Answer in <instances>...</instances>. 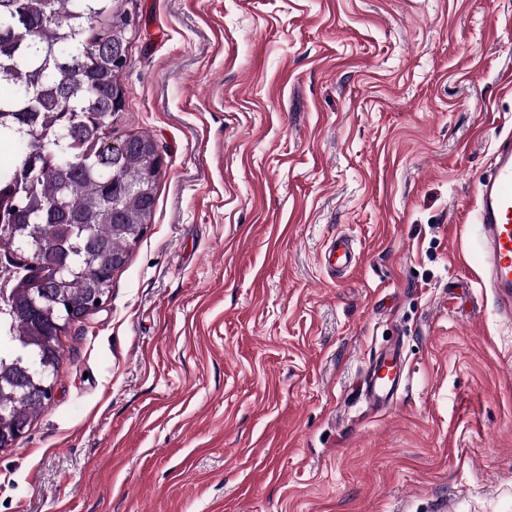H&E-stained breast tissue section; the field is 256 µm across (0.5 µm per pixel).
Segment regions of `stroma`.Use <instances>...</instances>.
Instances as JSON below:
<instances>
[{
  "instance_id": "stroma-1",
  "label": "stroma",
  "mask_w": 512,
  "mask_h": 512,
  "mask_svg": "<svg viewBox=\"0 0 512 512\" xmlns=\"http://www.w3.org/2000/svg\"><path fill=\"white\" fill-rule=\"evenodd\" d=\"M132 8L111 138L159 147L152 222L0 450V512H512V318L473 222L512 0ZM396 338L375 414L357 385ZM323 259L325 267L332 272H336V269L346 272L356 265L357 252L347 239L334 237L326 243ZM402 348L390 345L379 351L365 373L359 398L373 410L391 408L405 382Z\"/></svg>"
}]
</instances>
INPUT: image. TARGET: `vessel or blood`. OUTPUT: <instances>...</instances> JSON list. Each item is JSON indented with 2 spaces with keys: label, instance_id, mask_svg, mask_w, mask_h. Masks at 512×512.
Masks as SVG:
<instances>
[{
  "label": "vessel or blood",
  "instance_id": "vessel-or-blood-1",
  "mask_svg": "<svg viewBox=\"0 0 512 512\" xmlns=\"http://www.w3.org/2000/svg\"><path fill=\"white\" fill-rule=\"evenodd\" d=\"M475 222L480 227L487 281L501 312L512 313V135L499 140L489 175L477 187ZM324 265L342 272L357 263V252L347 239L328 241ZM405 358L400 345L379 351L362 382L359 397L368 408L387 409L394 405L405 382Z\"/></svg>",
  "mask_w": 512,
  "mask_h": 512
}]
</instances>
